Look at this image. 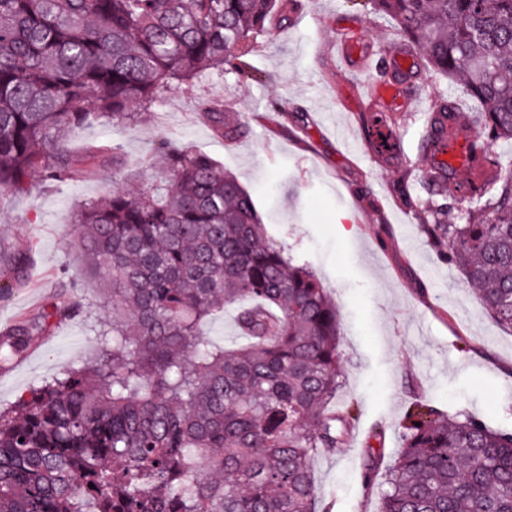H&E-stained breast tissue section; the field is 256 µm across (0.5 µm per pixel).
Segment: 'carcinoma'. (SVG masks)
I'll return each mask as SVG.
<instances>
[{
	"label": "carcinoma",
	"mask_w": 512,
	"mask_h": 512,
	"mask_svg": "<svg viewBox=\"0 0 512 512\" xmlns=\"http://www.w3.org/2000/svg\"><path fill=\"white\" fill-rule=\"evenodd\" d=\"M427 67L460 77L482 105L469 145L485 180L427 197L418 212L440 258L477 287L512 331V0H368ZM288 22V0H0V190L33 178L69 182L97 168L71 134L123 122L174 82L229 68L249 77L253 38ZM203 117L230 142L238 118ZM169 177L81 205L68 245L82 276L104 285L109 318L80 367L34 385L0 411V512H316L310 460L345 446L353 416L331 407L342 387L336 304L306 264L265 233L252 195L207 154L161 147ZM469 205H463V202ZM236 309L245 343L204 325ZM0 338L17 362L55 317ZM388 467L380 512H512V431L419 402ZM381 455L363 471L369 489Z\"/></svg>",
	"instance_id": "1"
}]
</instances>
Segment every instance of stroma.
<instances>
[{
	"label": "stroma",
	"mask_w": 512,
	"mask_h": 512,
	"mask_svg": "<svg viewBox=\"0 0 512 512\" xmlns=\"http://www.w3.org/2000/svg\"><path fill=\"white\" fill-rule=\"evenodd\" d=\"M285 25L260 34L241 79L208 73L193 85H172L130 121L96 123L76 131L75 147L111 143L125 165L104 163L96 176L65 183L33 182L28 193L0 195V311L34 320L63 294L79 260L66 244L78 204L113 187L135 190L160 178L149 162L160 144L210 155L248 189L266 231L289 256L321 279L340 315L343 386L335 404L354 406L357 419L344 448L312 458L322 506L332 512H379V489H365L361 469L369 447L392 464L402 446L404 418L413 402L481 416L512 430V332L485 312L460 271L444 262L421 231L416 211L395 194L399 182L423 194L420 173L428 159L419 146L425 114L438 101L478 106L460 84L421 71L411 109L390 129L403 161L373 163L364 145L361 113L375 68L328 77L319 48L335 40L336 23L352 19L374 49L396 40L391 22L366 0H301ZM230 104L243 126L225 144L201 119L203 102ZM282 103L287 119L270 108ZM31 252L26 284L13 285L12 255ZM89 318L63 320L40 336L28 357L0 371V410L29 387L80 366L95 344ZM382 438H375V431Z\"/></svg>",
	"instance_id": "stroma-1"
}]
</instances>
